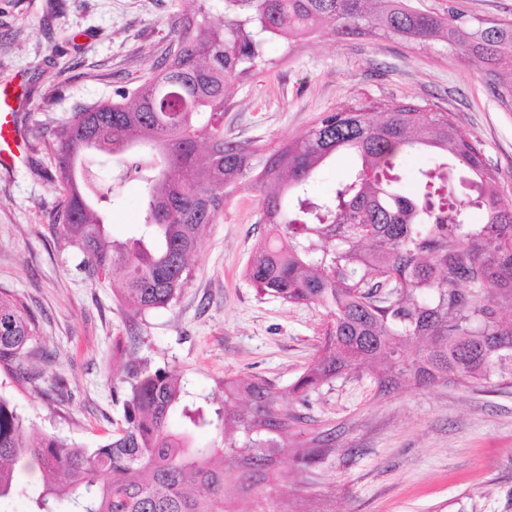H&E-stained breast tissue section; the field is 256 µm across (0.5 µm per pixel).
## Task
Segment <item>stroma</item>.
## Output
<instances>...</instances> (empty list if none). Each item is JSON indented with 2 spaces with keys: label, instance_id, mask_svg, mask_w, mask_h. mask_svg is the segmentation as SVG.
<instances>
[{
  "label": "stroma",
  "instance_id": "stroma-1",
  "mask_svg": "<svg viewBox=\"0 0 512 512\" xmlns=\"http://www.w3.org/2000/svg\"><path fill=\"white\" fill-rule=\"evenodd\" d=\"M195 0H0V86L19 88L25 161L0 170V289L39 326V357L0 369L34 435L95 447L124 425L112 392L128 353L177 370L188 401L207 410L228 376H256L287 390L318 353L323 308L257 294L243 276L270 228L260 196L228 189L201 237L192 277L171 306L132 315L111 279L88 277L81 251L56 225L62 195L51 151L57 122L76 106L136 86L175 39ZM411 102L452 113L483 143L512 204V107L489 77L447 44L320 31L268 41L224 107V136L271 149L345 103ZM96 168L112 184L101 203L110 240L143 230V187L120 159ZM285 446L319 439L305 466L256 486L259 512H512V387L402 384L378 390L369 376L336 380L306 401Z\"/></svg>",
  "mask_w": 512,
  "mask_h": 512
}]
</instances>
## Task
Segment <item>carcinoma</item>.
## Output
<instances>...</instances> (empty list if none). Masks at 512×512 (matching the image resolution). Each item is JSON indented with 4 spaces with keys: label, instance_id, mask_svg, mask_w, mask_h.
I'll use <instances>...</instances> for the list:
<instances>
[{
    "label": "carcinoma",
    "instance_id": "1",
    "mask_svg": "<svg viewBox=\"0 0 512 512\" xmlns=\"http://www.w3.org/2000/svg\"><path fill=\"white\" fill-rule=\"evenodd\" d=\"M206 0L185 19L176 48L133 88L79 107L54 149L64 192L61 235L96 276L118 268L123 306L135 315L171 305L190 276L207 225L226 188L252 175L273 235L249 258L246 279L264 295L316 305L328 321L319 356L291 386L306 399L325 384L369 373L380 389L420 385L512 386V206L482 142L450 113L407 103L344 106L267 153L224 139V101L260 60L267 38L290 40L330 24L338 32H382L442 41L495 78L512 104V21L468 19L453 4L419 10L409 0H224V23L206 24ZM208 115L206 122L199 117ZM423 148L433 163L411 181L401 158ZM339 152L360 165L332 198L307 194L316 170ZM123 159L144 188V234L108 240L95 204L107 192L94 156ZM466 190L461 198L454 179ZM34 316L0 290V368L31 353ZM113 391L126 426L94 448L55 435L34 440L0 395V508L25 498L30 512H224V460L243 492L256 474L280 476V437L300 416L259 377H227L217 419L224 446L200 448L191 429L210 425L202 408L170 417L184 386L174 371L130 359ZM322 450L301 442L306 465ZM39 473V481L22 478Z\"/></svg>",
    "mask_w": 512,
    "mask_h": 512
}]
</instances>
